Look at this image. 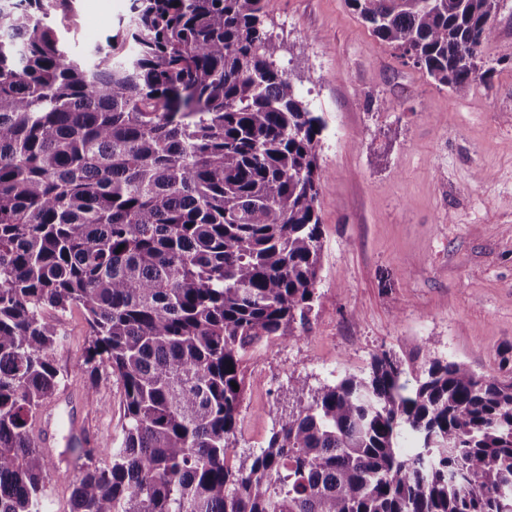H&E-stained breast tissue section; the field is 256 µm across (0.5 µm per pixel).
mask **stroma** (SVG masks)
<instances>
[{
  "label": "stroma",
  "mask_w": 512,
  "mask_h": 512,
  "mask_svg": "<svg viewBox=\"0 0 512 512\" xmlns=\"http://www.w3.org/2000/svg\"><path fill=\"white\" fill-rule=\"evenodd\" d=\"M129 5L74 0L72 52L104 41ZM264 25L281 45L277 66L325 122L323 254L308 331L243 364L242 459L298 405L295 377L332 384L376 353L405 358L420 345L497 377L512 346V0L484 47L491 74L462 97L404 63L346 0H267ZM57 320L66 388L97 389L87 432L118 446L122 385L108 370L89 374L83 310Z\"/></svg>",
  "instance_id": "stroma-1"
}]
</instances>
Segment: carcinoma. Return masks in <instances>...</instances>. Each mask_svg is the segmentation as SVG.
<instances>
[{
    "instance_id": "1",
    "label": "carcinoma",
    "mask_w": 512,
    "mask_h": 512,
    "mask_svg": "<svg viewBox=\"0 0 512 512\" xmlns=\"http://www.w3.org/2000/svg\"><path fill=\"white\" fill-rule=\"evenodd\" d=\"M72 2L0 0V512L49 510L47 312L72 306L126 424L116 448L69 441L70 512H512L506 356L490 378L382 351L234 464L244 357L313 309L325 124L275 64L265 0H130L83 56L49 20ZM347 3L436 83L481 77L499 0Z\"/></svg>"
}]
</instances>
